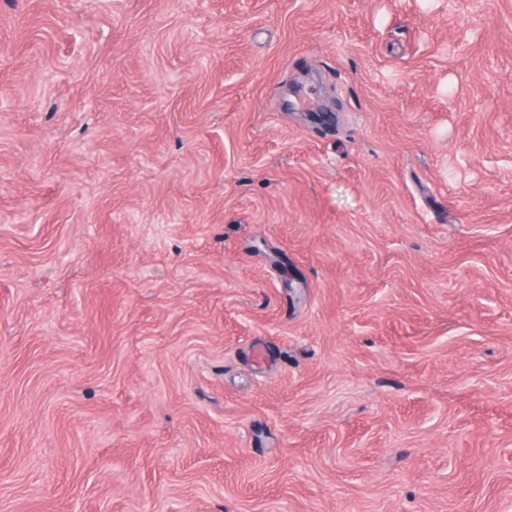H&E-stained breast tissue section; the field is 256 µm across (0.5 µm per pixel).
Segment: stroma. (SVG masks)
I'll return each mask as SVG.
<instances>
[{
  "label": "stroma",
  "mask_w": 512,
  "mask_h": 512,
  "mask_svg": "<svg viewBox=\"0 0 512 512\" xmlns=\"http://www.w3.org/2000/svg\"><path fill=\"white\" fill-rule=\"evenodd\" d=\"M0 512H512V0H0Z\"/></svg>",
  "instance_id": "1"
}]
</instances>
